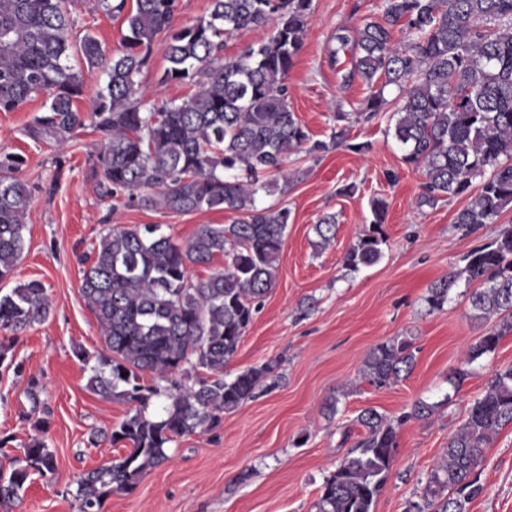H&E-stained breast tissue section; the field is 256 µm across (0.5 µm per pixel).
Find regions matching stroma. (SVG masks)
I'll use <instances>...</instances> for the list:
<instances>
[{
	"label": "stroma",
	"mask_w": 512,
	"mask_h": 512,
	"mask_svg": "<svg viewBox=\"0 0 512 512\" xmlns=\"http://www.w3.org/2000/svg\"><path fill=\"white\" fill-rule=\"evenodd\" d=\"M379 0H313L304 45L285 82L289 106L311 142L324 151L299 148L288 154V184L263 196V205L290 212L277 261L276 284L248 326L227 377L267 363L274 372L253 398L224 414L212 429L176 438L169 458L149 470L130 492L107 496L102 512H316L324 479L364 435L358 414L373 408L403 417L415 401L436 404L425 419L405 420L399 430L397 461L379 493L374 512H408L419 501L428 476L497 370L512 365V332L494 353L476 360L459 391L448 377L466 348L503 318H478L470 296L475 289L461 272L466 256L512 229V207L495 223L468 234L454 223L466 198L420 204L425 175L404 162L391 128L398 91L387 87L377 116L363 112L369 89L348 79L350 54L332 59L334 36L354 35L378 20ZM77 32L88 31L107 49H117L122 20L98 8L96 0H72ZM168 62L156 42L148 69L139 78L145 100L182 98L185 87L160 84ZM345 120H337V113ZM33 106L0 112V151L17 153L19 173L32 193L26 219V249L0 293L30 280L41 281L51 302L47 320L9 343L10 362L0 363V471L35 435L56 459V473L34 476L8 512H77L76 481L84 473L126 456L130 446L110 433L132 406L91 391V368L105 346L97 321L80 291L87 253L111 226L160 224L176 242L193 238L207 224L232 223L221 210L170 213L127 205L103 196L93 155L100 135L77 131L60 143L33 130ZM344 131L343 145L331 143ZM370 143L365 153L357 143ZM384 198L386 243L374 265L351 271L345 256L372 228L370 201ZM336 217L329 246L316 248L313 226ZM453 276L457 282L443 309H431V286ZM409 339L415 365L406 379L383 388L361 375L369 351L389 339ZM451 403H444V396ZM482 487L468 512H512V424L492 438L475 470Z\"/></svg>",
	"instance_id": "1"
}]
</instances>
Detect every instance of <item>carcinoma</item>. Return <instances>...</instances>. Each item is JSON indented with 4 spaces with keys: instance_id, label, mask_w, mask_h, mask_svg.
Masks as SVG:
<instances>
[{
    "instance_id": "cac0c4a2",
    "label": "carcinoma",
    "mask_w": 512,
    "mask_h": 512,
    "mask_svg": "<svg viewBox=\"0 0 512 512\" xmlns=\"http://www.w3.org/2000/svg\"><path fill=\"white\" fill-rule=\"evenodd\" d=\"M109 16L123 17L125 33L112 56L92 34L77 36L70 0H0V111L13 112L41 97L33 124L64 143L86 125L101 134L95 154L98 186L156 210L187 214L204 208L237 215L231 224L206 225L185 245L160 224L110 227L83 255L81 294L95 315L106 353L88 387L104 398L134 405L112 431L130 452L77 480L78 512H100L103 499L133 489L168 459L175 438L220 424L224 413L253 397L274 371L265 364L224 378L260 303L276 283L277 261L290 212L258 205L260 193L278 187L284 160L308 141L288 103L285 78L302 48L313 0H211L209 16L177 29L176 0H97ZM381 21L357 30L351 75L372 92L368 117L399 90L394 138L403 159L425 174L420 202L471 197L454 223L468 233L495 223L512 204V0H380ZM270 28L266 39L224 56V37ZM166 42L168 68L159 79L189 87L178 101L144 103L138 77L153 46ZM100 69L105 86L85 112L78 105L83 72ZM18 154L0 152V281L26 248L25 218L32 203L17 176ZM479 185H474L475 181ZM372 229L345 257L353 271L378 262L388 204L370 202ZM318 247L335 238L336 216L314 225ZM231 257L223 271L194 283L191 267L217 255ZM466 280L483 288L472 295L482 316L505 314L512 329V230L467 256ZM453 277L430 288L427 302H448ZM50 310L36 280L0 294V332L13 336L44 322ZM504 336L492 329L470 345L464 366L450 376L454 389L468 366L494 352ZM190 364L204 375L193 384L170 380L162 390L145 377L169 380ZM412 343L394 338L367 354L362 378L376 387L408 377ZM159 410H146L154 400ZM437 405L416 401L397 419L373 408L356 418L366 433L319 488L317 512H373L375 499L398 455L399 427L425 418ZM512 423V365L498 370L448 440L414 512H466L481 487L473 478L491 437ZM54 474L55 456L37 437L0 473V506L24 489L32 472Z\"/></svg>"
}]
</instances>
